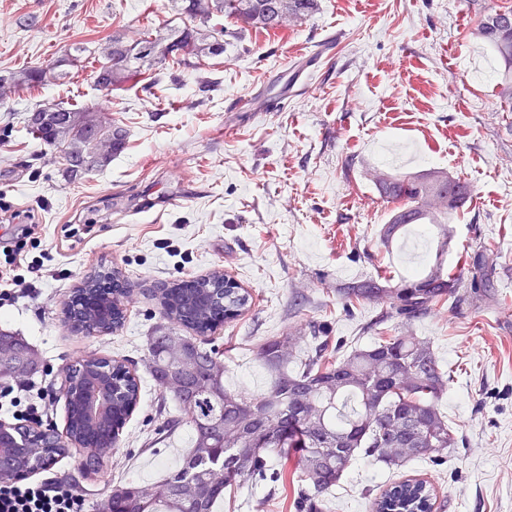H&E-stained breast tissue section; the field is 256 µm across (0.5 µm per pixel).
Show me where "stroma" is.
I'll use <instances>...</instances> for the list:
<instances>
[{
  "label": "stroma",
  "mask_w": 512,
  "mask_h": 512,
  "mask_svg": "<svg viewBox=\"0 0 512 512\" xmlns=\"http://www.w3.org/2000/svg\"><path fill=\"white\" fill-rule=\"evenodd\" d=\"M512 0H319L318 11L276 29H241L214 15L224 53L199 69L168 62L126 84L97 85L87 63L113 33L183 24L173 0H0V80L34 66L60 73L0 95V200L42 224L52 249L64 224L93 232L55 253L64 278H44L38 298L0 308L43 362L36 382L56 387L66 364L87 355L132 360L140 402L98 473L63 458L31 474L72 483L89 506L129 481L157 484L191 446L183 426L155 442L163 402L144 352L160 324L154 286L223 273L252 296L213 334L227 388L258 395L271 374L256 353L295 328L351 346L401 328L431 339L453 379L440 402L458 440L442 464L397 469L352 462L326 512H369L380 486L406 477L432 483L438 512H512V112L502 111L494 52L473 30ZM341 41L316 64L293 59L329 33ZM80 46V61L62 59ZM214 80L204 88L201 78ZM279 109H272V101ZM96 110L127 132L102 170L72 180L59 150L27 125L38 103ZM438 167L472 197L448 224L446 269L482 254L496 266L494 294L470 286L461 300L410 323L382 319V305L346 304L344 283L399 279L426 253L418 235L383 245L389 205L379 177ZM32 250L31 258L40 251ZM121 272L127 322L107 335L75 334L63 320L70 295L98 265ZM293 491H225L216 512H297Z\"/></svg>",
  "instance_id": "35a3bbf8"
}]
</instances>
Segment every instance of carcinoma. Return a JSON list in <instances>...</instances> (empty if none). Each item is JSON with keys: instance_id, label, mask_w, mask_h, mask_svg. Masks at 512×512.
<instances>
[{"instance_id": "obj_1", "label": "carcinoma", "mask_w": 512, "mask_h": 512, "mask_svg": "<svg viewBox=\"0 0 512 512\" xmlns=\"http://www.w3.org/2000/svg\"><path fill=\"white\" fill-rule=\"evenodd\" d=\"M194 25L171 26L163 35L150 29L133 40L112 35L104 60L92 71L95 82L117 87L145 67L171 59L195 67L202 57L224 53V31L209 29L210 16L220 13L240 27L277 28L288 19L303 20L317 9V0H180ZM474 37L489 46L504 65L497 93L503 108L512 112V8L492 10L479 21ZM44 71L25 70L12 85L20 88L42 82ZM48 120L32 121L30 129L44 143L62 153L67 172L102 169L124 143L125 132L101 122L88 110L62 103L31 108ZM377 189L393 204L381 240L389 245L410 224L438 229L434 256L426 266L400 278L359 280L336 289L345 302L371 301L386 307V315L406 322L426 316L457 296L464 277L474 287L493 283L492 266L483 256L464 271L445 270L450 216L470 198V186L440 168L382 178ZM120 281L119 272L101 266L86 274L72 292L70 306L87 334H107L122 328L126 317L122 298L126 289L105 288ZM93 295L99 307L89 309L83 299ZM249 291L229 277L210 274L173 282L158 295L163 331L150 337L145 359L162 395L184 412L167 417L157 428L163 437L186 425L192 446L180 465L167 473L153 493L135 483L110 490L111 512H213L224 490L259 483L277 484L284 469L269 464L273 456L293 463L308 484L298 493V512H323L324 501L359 456L388 468L441 455L458 447L439 402L448 391L449 369L436 356L430 339L418 336H376L365 346L344 354L329 353L326 336L301 333L268 339L259 346V359L268 367L271 382L259 395L231 391L224 386L222 351L200 337L216 330L219 321L232 320L249 304ZM37 353L21 337L0 330V377L35 372ZM104 359L89 355L64 368L62 393L81 373L99 369ZM116 408L137 406L140 383L126 366L111 361ZM83 428L66 414L63 431L48 428L43 442L56 457H74L80 470H96L117 448L119 433L110 445L95 450L75 447ZM20 466L17 453L0 451V483H9ZM433 487L423 479L392 484L370 503L371 512H434Z\"/></svg>"}]
</instances>
